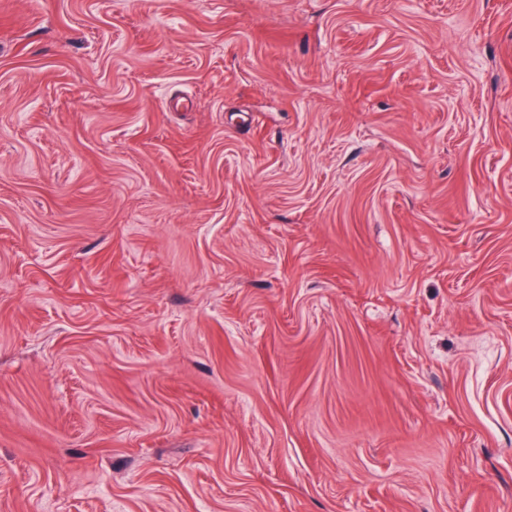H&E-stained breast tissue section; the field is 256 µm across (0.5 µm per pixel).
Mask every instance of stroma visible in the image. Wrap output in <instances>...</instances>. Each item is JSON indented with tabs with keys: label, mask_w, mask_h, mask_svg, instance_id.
Masks as SVG:
<instances>
[{
	"label": "stroma",
	"mask_w": 512,
	"mask_h": 512,
	"mask_svg": "<svg viewBox=\"0 0 512 512\" xmlns=\"http://www.w3.org/2000/svg\"><path fill=\"white\" fill-rule=\"evenodd\" d=\"M0 512H512V0H0Z\"/></svg>",
	"instance_id": "1"
}]
</instances>
